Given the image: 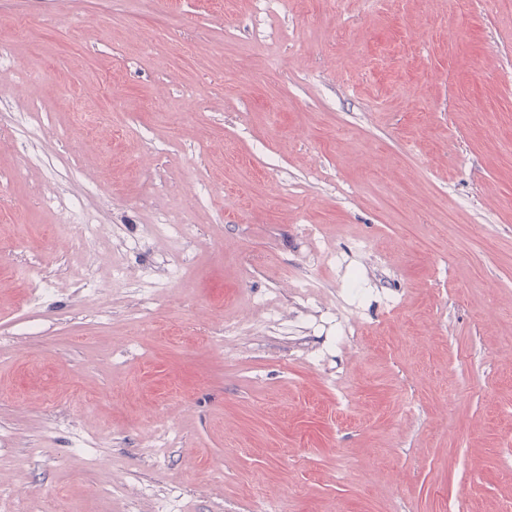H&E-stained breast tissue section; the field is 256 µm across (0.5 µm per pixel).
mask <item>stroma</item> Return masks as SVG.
Masks as SVG:
<instances>
[{
	"label": "stroma",
	"instance_id": "1",
	"mask_svg": "<svg viewBox=\"0 0 512 512\" xmlns=\"http://www.w3.org/2000/svg\"><path fill=\"white\" fill-rule=\"evenodd\" d=\"M1 31L0 512H512V0ZM61 202L112 227L101 295Z\"/></svg>",
	"mask_w": 512,
	"mask_h": 512
}]
</instances>
